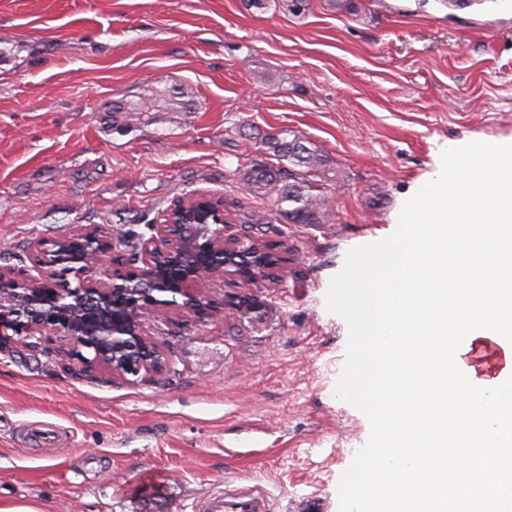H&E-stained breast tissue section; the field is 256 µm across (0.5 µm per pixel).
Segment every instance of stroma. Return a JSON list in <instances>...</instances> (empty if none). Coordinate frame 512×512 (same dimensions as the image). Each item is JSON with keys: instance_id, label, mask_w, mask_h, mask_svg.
<instances>
[{"instance_id": "obj_1", "label": "stroma", "mask_w": 512, "mask_h": 512, "mask_svg": "<svg viewBox=\"0 0 512 512\" xmlns=\"http://www.w3.org/2000/svg\"><path fill=\"white\" fill-rule=\"evenodd\" d=\"M0 0V266L79 226L148 236L174 198L222 196L286 243L252 309L161 341L169 371L78 378L0 354V500L46 512H195L255 486L272 512H338L367 417L337 399L349 328L325 295L347 252L393 217L439 145L512 136L503 0ZM188 88L193 109L112 128L107 103ZM309 139L336 178L333 219L291 224L234 179L275 164L266 136Z\"/></svg>"}]
</instances>
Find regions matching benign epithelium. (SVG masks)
Masks as SVG:
<instances>
[{"label":"benign epithelium","instance_id":"1","mask_svg":"<svg viewBox=\"0 0 512 512\" xmlns=\"http://www.w3.org/2000/svg\"><path fill=\"white\" fill-rule=\"evenodd\" d=\"M215 199L207 192L174 199L122 263L112 261L115 235L102 224L38 244L29 267L0 266V353L48 354L76 376L167 371L170 359L146 321L170 327L241 309L243 294L210 299L201 288L217 279L235 287L276 280L288 263L257 240L243 246L224 207L211 206Z\"/></svg>","mask_w":512,"mask_h":512}]
</instances>
